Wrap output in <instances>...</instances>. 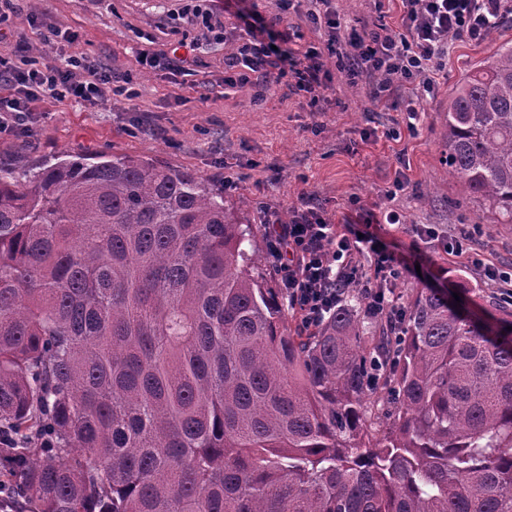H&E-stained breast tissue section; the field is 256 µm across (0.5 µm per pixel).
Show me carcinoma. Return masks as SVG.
Returning <instances> with one entry per match:
<instances>
[{
  "label": "carcinoma",
  "mask_w": 512,
  "mask_h": 512,
  "mask_svg": "<svg viewBox=\"0 0 512 512\" xmlns=\"http://www.w3.org/2000/svg\"><path fill=\"white\" fill-rule=\"evenodd\" d=\"M459 195L512 224V40L448 93ZM224 195L155 161L0 170V447L17 512H512V330L341 284L288 328Z\"/></svg>",
  "instance_id": "cac0c4a2"
}]
</instances>
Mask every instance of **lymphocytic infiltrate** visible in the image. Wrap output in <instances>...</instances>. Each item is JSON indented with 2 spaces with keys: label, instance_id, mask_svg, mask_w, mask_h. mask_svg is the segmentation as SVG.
Returning a JSON list of instances; mask_svg holds the SVG:
<instances>
[{
  "label": "lymphocytic infiltrate",
  "instance_id": "obj_1",
  "mask_svg": "<svg viewBox=\"0 0 512 512\" xmlns=\"http://www.w3.org/2000/svg\"><path fill=\"white\" fill-rule=\"evenodd\" d=\"M509 15L512 0H404L396 26L365 21L354 27L332 19L327 21L332 30L327 52L311 47L299 54L265 43L261 19L245 14L241 21L248 40L232 57L229 66L234 73L226 81L250 82L267 91L288 76L294 91L315 103L329 78L324 57L331 54L338 72L349 83L367 84L371 101L383 106L397 91L413 85L433 92L455 44L483 41ZM111 81V74L85 54L69 57L63 67L46 63L37 68L25 59L17 63L0 59V132H30L36 104L47 98L95 103ZM264 221L272 226L269 257L277 268L279 286L305 327L316 328L335 308L341 283L358 286L376 314L389 317L399 312L393 290L398 265L374 237H348L343 225L331 223L314 197L306 195L293 207L289 221H282L272 208L266 209ZM480 233V225H457L448 236L447 250L482 270L501 300L511 304L512 267L486 262L475 246ZM364 251L374 256L367 273L360 272L355 261L356 254Z\"/></svg>",
  "mask_w": 512,
  "mask_h": 512
}]
</instances>
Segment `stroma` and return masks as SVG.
<instances>
[{
    "mask_svg": "<svg viewBox=\"0 0 512 512\" xmlns=\"http://www.w3.org/2000/svg\"><path fill=\"white\" fill-rule=\"evenodd\" d=\"M209 8L217 42L192 22L188 0H0V57L15 61L24 54L61 65L83 52L112 73L97 105L37 103L30 133L0 134V165L23 179L62 152L150 158L191 172L223 194L263 250L270 228L261 222V206L277 208L286 221L308 194L338 223L349 215L350 199L366 215L390 205L400 223L349 230L372 235L404 264L394 286L400 304H408L412 289L436 288L458 293L468 310L512 321V309L495 307L496 287L445 248L449 225L478 223L488 258L512 263V224L481 222L477 203L457 199L442 139L450 86L495 43L512 39V17L482 42L458 43L435 91L416 99L419 120L410 132L403 112L372 107L362 85L332 80L313 105L284 82L267 96L250 83L225 84L224 69L244 36L236 16L241 8L262 17L274 45L290 32L292 47L326 51L327 28L303 19L306 0L286 12L276 0H209ZM331 9L344 20L381 16L390 23L403 4L332 0ZM142 49L161 53L159 66L142 67ZM392 128L400 139L386 137ZM399 170L407 183L390 202L385 191ZM228 176L237 179V190H225ZM422 224L436 237L419 245L413 229Z\"/></svg>",
    "mask_w": 512,
    "mask_h": 512,
    "instance_id": "1",
    "label": "stroma"
}]
</instances>
